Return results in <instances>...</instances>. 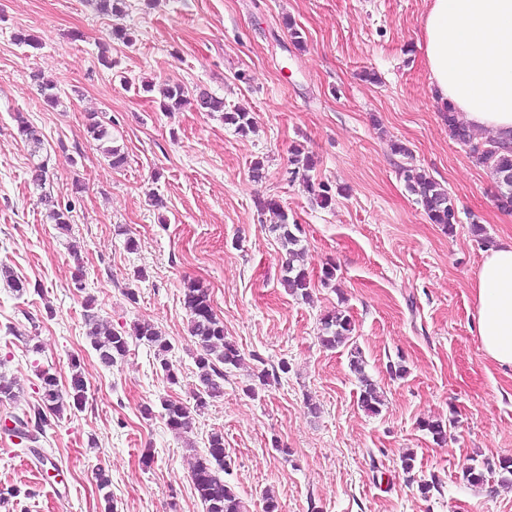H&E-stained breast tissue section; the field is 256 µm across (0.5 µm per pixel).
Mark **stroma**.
I'll list each match as a JSON object with an SVG mask.
<instances>
[{
	"label": "stroma",
	"mask_w": 512,
	"mask_h": 512,
	"mask_svg": "<svg viewBox=\"0 0 512 512\" xmlns=\"http://www.w3.org/2000/svg\"><path fill=\"white\" fill-rule=\"evenodd\" d=\"M430 2L128 0L127 14L110 18L91 0H0V266L30 284L20 295L0 281V372L19 389L17 401L0 402V423L38 403L37 371L65 391L73 372L85 384L81 410L46 415L44 460L0 433V512H203L191 470L215 431L224 480L246 512H263L267 489L280 512H512V483L462 480L471 460L512 456V368L485 357L470 288L487 243L512 236V213L498 210L491 171L452 139L430 92ZM117 25L131 45L110 41ZM19 32L38 47L18 44ZM42 81L56 84L57 107L44 104ZM147 82L207 89L223 112H251L254 129L237 134L223 112L189 105L161 111ZM91 112L123 147L122 169L88 136ZM19 114L50 156L41 190L29 181ZM296 146L314 156L310 177L331 186V207L290 179ZM255 160L265 165L259 181ZM409 163L447 189L454 231L406 190ZM77 182L85 191L75 200ZM44 191L74 202L70 234L48 219ZM261 199L305 229L309 299L281 284L285 252L268 230L278 211L259 210ZM130 237L137 250L126 249ZM329 264L336 277L325 286ZM188 279L208 288L242 362L225 369L223 396L196 411L184 438L166 426L161 402L195 404ZM89 308L118 330L154 324L172 345L175 380L136 341L102 364L86 336ZM330 310L355 323L353 344L384 393L379 415L358 404L349 348L318 339ZM397 362L407 372L390 377ZM437 418L447 423L443 443L419 428ZM101 468L111 479L103 490ZM431 479L436 489L422 496Z\"/></svg>",
	"instance_id": "stroma-1"
}]
</instances>
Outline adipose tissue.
Here are the masks:
<instances>
[{
    "mask_svg": "<svg viewBox=\"0 0 512 512\" xmlns=\"http://www.w3.org/2000/svg\"><path fill=\"white\" fill-rule=\"evenodd\" d=\"M423 37L435 100L475 130L512 131V0H432ZM472 289L485 356L512 367V237L485 251Z\"/></svg>",
    "mask_w": 512,
    "mask_h": 512,
    "instance_id": "obj_1",
    "label": "adipose tissue"
}]
</instances>
